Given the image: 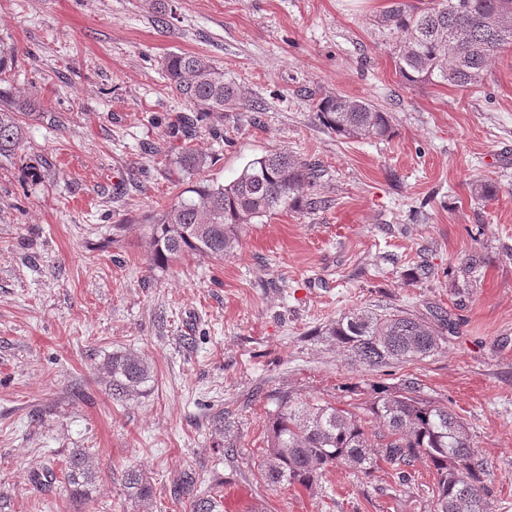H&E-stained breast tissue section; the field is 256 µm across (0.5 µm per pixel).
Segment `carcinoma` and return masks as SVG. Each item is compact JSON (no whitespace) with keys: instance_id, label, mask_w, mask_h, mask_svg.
<instances>
[{"instance_id":"cac0c4a2","label":"carcinoma","mask_w":512,"mask_h":512,"mask_svg":"<svg viewBox=\"0 0 512 512\" xmlns=\"http://www.w3.org/2000/svg\"><path fill=\"white\" fill-rule=\"evenodd\" d=\"M385 33L399 35L395 63L405 84H446L462 89L479 85L489 61L512 44V0H431L418 8L393 0L379 17ZM15 47L0 41V83L12 71ZM164 69L177 94L199 112H222L242 100L236 84L209 58L172 54ZM318 120L347 138L383 139L392 134L391 116L363 99L327 95L312 99ZM28 101L5 97L0 87V157L24 143ZM181 172L196 178L151 225L149 261L163 265L186 255L224 258L239 243L243 226L282 211L318 207L307 196L318 177L315 166L285 151L248 161L229 183L202 177L207 158L186 146L178 154ZM438 312L420 316L406 310L374 313L353 310L328 328V335L352 361L370 370L431 357L445 343ZM112 398L146 392L151 368L130 351H114L106 362ZM374 396L362 413L329 402L278 399L268 420V452L257 465L268 485L311 489L328 473L349 466L369 474L377 462L391 465L398 478L412 481L409 467L423 457L435 474L436 512H490L492 490L483 479L484 463L457 414L420 395L417 379L396 386L373 385ZM378 423L369 433L367 424ZM70 495L87 499L95 485L89 457L73 453L64 475ZM128 493L145 504L153 496L149 477L131 467L124 472ZM212 495H196L190 512H218Z\"/></svg>"}]
</instances>
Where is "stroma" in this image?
I'll list each match as a JSON object with an SVG mask.
<instances>
[{"label":"stroma","instance_id":"obj_1","mask_svg":"<svg viewBox=\"0 0 512 512\" xmlns=\"http://www.w3.org/2000/svg\"><path fill=\"white\" fill-rule=\"evenodd\" d=\"M389 4L0 0L8 82L36 104L23 149L0 159V512H189L186 482L220 484L219 512H433L421 460L407 485L381 462L310 490L256 468L277 395L358 405L406 375L463 419L491 512H512V45L475 89L409 86L377 24ZM172 53L223 67L249 107L174 131L190 107L163 69ZM313 94L368 100L392 136L336 135ZM187 143L218 183L274 150L318 163L319 205L245 225L224 259L149 264L153 219L190 185ZM479 178L497 198L474 195ZM355 308L441 310L451 329L439 354L371 371L326 333ZM116 350L150 363L146 395L113 400ZM77 450L96 474L82 502L64 484ZM132 466L150 504L124 486ZM124 484L128 493L144 504H149L153 496V487L149 477L142 469L131 467L124 472Z\"/></svg>","mask_w":512,"mask_h":512}]
</instances>
